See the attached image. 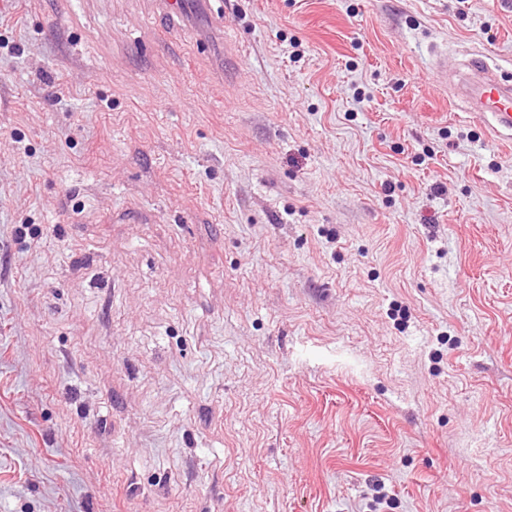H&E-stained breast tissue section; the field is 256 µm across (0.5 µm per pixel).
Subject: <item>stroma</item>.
<instances>
[{"instance_id":"1","label":"stroma","mask_w":512,"mask_h":512,"mask_svg":"<svg viewBox=\"0 0 512 512\" xmlns=\"http://www.w3.org/2000/svg\"><path fill=\"white\" fill-rule=\"evenodd\" d=\"M476 51L512 0H0V512H512Z\"/></svg>"}]
</instances>
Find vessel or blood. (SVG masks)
Instances as JSON below:
<instances>
[{"instance_id":"b4317fda","label":"vessel or blood","mask_w":512,"mask_h":512,"mask_svg":"<svg viewBox=\"0 0 512 512\" xmlns=\"http://www.w3.org/2000/svg\"><path fill=\"white\" fill-rule=\"evenodd\" d=\"M467 76L460 84L465 109L480 113L495 136L512 139V85L501 82L480 54L471 55L465 66Z\"/></svg>"}]
</instances>
